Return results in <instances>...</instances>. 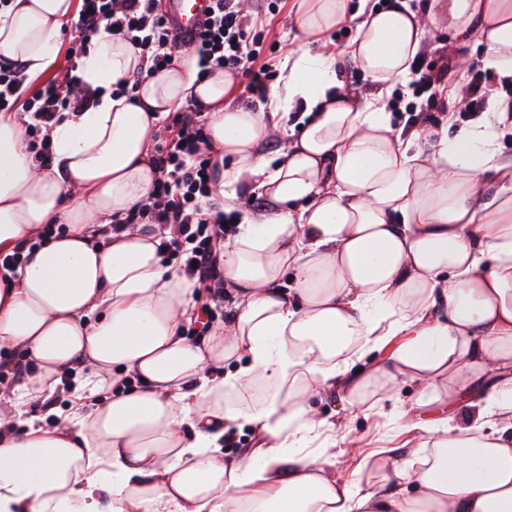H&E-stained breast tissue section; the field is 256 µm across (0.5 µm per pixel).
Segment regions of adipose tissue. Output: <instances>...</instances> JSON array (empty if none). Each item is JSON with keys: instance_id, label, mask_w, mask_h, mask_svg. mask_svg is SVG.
I'll return each mask as SVG.
<instances>
[{"instance_id": "obj_1", "label": "adipose tissue", "mask_w": 512, "mask_h": 512, "mask_svg": "<svg viewBox=\"0 0 512 512\" xmlns=\"http://www.w3.org/2000/svg\"><path fill=\"white\" fill-rule=\"evenodd\" d=\"M434 2L512 80V0ZM74 12L75 0H10L0 65L42 73ZM433 19L410 0L355 11L295 0L307 45L257 111L225 105L232 74L200 80L188 61L113 97L144 62L99 32L77 71L98 100L53 126L45 167L26 150L27 117L0 113V255L24 256L0 265V361H29L20 383L0 387V512H512L507 102L491 94L490 114L452 135L451 97L424 152L427 134L394 129L383 96L409 81ZM351 21L356 38L335 48L331 32ZM342 57L373 94L345 87ZM190 100L219 162L213 193L240 216L224 251L231 309L197 343L183 330L194 283L161 250L171 233L124 221L157 178L153 128ZM293 112L301 134L271 165L258 146ZM253 187L272 211L249 209ZM356 348L379 353L360 378L337 363ZM257 375L273 389L258 408L225 400ZM297 376L300 388L281 394ZM401 376L420 387L418 410L439 377L455 394L480 376L494 383L472 410L408 422L419 446L386 456L374 486L336 480L306 455L327 425L310 396ZM59 390L71 405L53 424L29 412ZM244 422L260 444L225 462L221 440Z\"/></svg>"}]
</instances>
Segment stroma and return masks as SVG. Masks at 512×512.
Segmentation results:
<instances>
[{
	"instance_id": "obj_1",
	"label": "stroma",
	"mask_w": 512,
	"mask_h": 512,
	"mask_svg": "<svg viewBox=\"0 0 512 512\" xmlns=\"http://www.w3.org/2000/svg\"><path fill=\"white\" fill-rule=\"evenodd\" d=\"M244 20L251 39L259 43L276 65L275 78H282L281 64L291 48L299 43L294 25V7L291 0H275L272 8L258 7L255 0H243ZM459 47L470 55L467 69L455 73L454 87L462 89L471 80H478L484 86L495 89L504 97L512 98V84L501 82L500 78L487 69L482 61L481 51L476 50L473 39L460 40ZM393 103L395 126L411 128L421 115H428L433 121H443L447 110L443 92L434 95H414L412 89L394 85L390 90ZM417 387L410 381L400 382L391 387L384 380H375L364 385L355 401H348L344 390L323 393L313 401L316 412L327 419L329 430L314 438L308 447L309 454H320L332 442L356 441L361 454H369V465H362L361 455L340 454L333 458L329 470L337 478L346 481L373 483L380 479L383 470L376 451L398 450L410 440V433L402 429L403 413L415 399Z\"/></svg>"
}]
</instances>
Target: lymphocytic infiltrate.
<instances>
[{
    "instance_id": "f902f5d3",
    "label": "lymphocytic infiltrate",
    "mask_w": 512,
    "mask_h": 512,
    "mask_svg": "<svg viewBox=\"0 0 512 512\" xmlns=\"http://www.w3.org/2000/svg\"><path fill=\"white\" fill-rule=\"evenodd\" d=\"M72 27L76 44L86 43L100 30L112 32L138 49L153 72L174 63V50L179 45L167 24L162 0H79ZM248 43L247 27L236 0H216L213 15L206 20L197 39L188 41L187 47L202 77L216 68H234L241 58H249L248 87L252 94L259 95L272 70L262 52L249 48ZM77 67V51L69 49L66 66L23 100L17 90L26 79L24 65L17 62L0 66V112L30 113L28 148L36 158L48 160V131L59 114L83 111L93 101L92 92L76 81ZM154 141L153 162L159 176L146 202L127 215L125 221L176 230L183 240L177 253L198 288L200 312L206 315L210 312L208 298L223 296L219 269L227 228L223 211L208 201L218 163L207 146L200 111H174Z\"/></svg>"
}]
</instances>
